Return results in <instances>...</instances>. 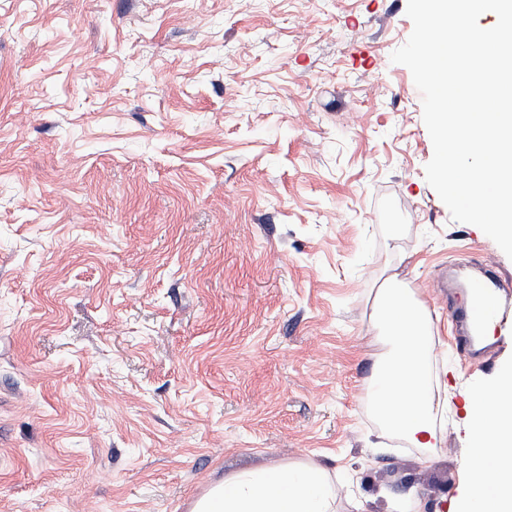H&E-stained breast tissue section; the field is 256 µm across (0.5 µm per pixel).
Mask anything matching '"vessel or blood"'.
I'll return each mask as SVG.
<instances>
[{"label": "vessel or blood", "mask_w": 512, "mask_h": 512, "mask_svg": "<svg viewBox=\"0 0 512 512\" xmlns=\"http://www.w3.org/2000/svg\"><path fill=\"white\" fill-rule=\"evenodd\" d=\"M451 325L456 347L463 353L475 348V336L512 334V294L496 269H488L469 286V301L455 308Z\"/></svg>", "instance_id": "obj_1"}]
</instances>
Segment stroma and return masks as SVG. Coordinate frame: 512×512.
<instances>
[{
	"label": "stroma",
	"mask_w": 512,
	"mask_h": 512,
	"mask_svg": "<svg viewBox=\"0 0 512 512\" xmlns=\"http://www.w3.org/2000/svg\"><path fill=\"white\" fill-rule=\"evenodd\" d=\"M407 0H0V512H184L312 465L336 512H458L469 367L448 308L512 259L426 180ZM430 321L437 442L389 434L370 333Z\"/></svg>",
	"instance_id": "1"
}]
</instances>
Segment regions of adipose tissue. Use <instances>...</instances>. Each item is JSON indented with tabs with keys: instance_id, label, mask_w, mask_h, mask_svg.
<instances>
[{
	"instance_id": "ef3b65f1",
	"label": "adipose tissue",
	"mask_w": 512,
	"mask_h": 512,
	"mask_svg": "<svg viewBox=\"0 0 512 512\" xmlns=\"http://www.w3.org/2000/svg\"><path fill=\"white\" fill-rule=\"evenodd\" d=\"M377 309L382 322L372 332L385 348L386 369L371 400L388 431L412 447H432L428 314L393 274L379 291ZM470 432L475 444L469 463L471 497L480 498L488 512H512V388L494 386L475 402ZM486 470L494 474L492 483L482 478ZM333 495L324 470L277 466L226 478L209 512H332Z\"/></svg>"
}]
</instances>
